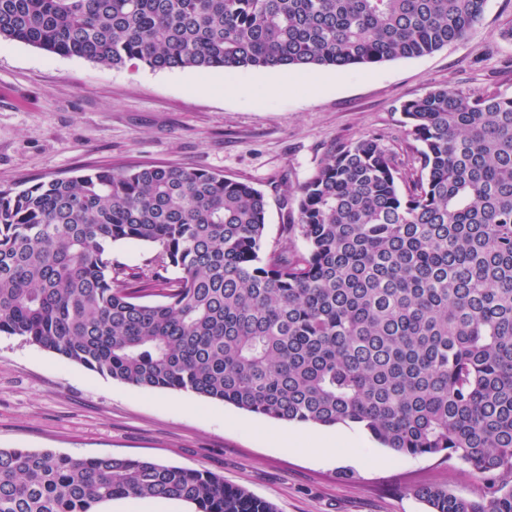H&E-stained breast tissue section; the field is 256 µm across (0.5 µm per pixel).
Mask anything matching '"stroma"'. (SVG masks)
I'll return each instance as SVG.
<instances>
[{
	"label": "stroma",
	"instance_id": "obj_1",
	"mask_svg": "<svg viewBox=\"0 0 512 512\" xmlns=\"http://www.w3.org/2000/svg\"><path fill=\"white\" fill-rule=\"evenodd\" d=\"M512 0H487L467 35L419 58L344 71L116 70L0 41V189L105 167L168 165L245 181L267 200L266 244L287 240L288 202L332 146L383 138L402 159L400 106L436 89L512 97ZM278 421L190 392L115 381L17 336H0V449L111 455L204 469L278 512H429L417 487L476 495L457 459L398 456L342 428L353 457L321 460L279 447ZM378 456L382 465L366 464Z\"/></svg>",
	"mask_w": 512,
	"mask_h": 512
}]
</instances>
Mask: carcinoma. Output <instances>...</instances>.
I'll return each mask as SVG.
<instances>
[{"instance_id":"carcinoma-1","label":"carcinoma","mask_w":512,"mask_h":512,"mask_svg":"<svg viewBox=\"0 0 512 512\" xmlns=\"http://www.w3.org/2000/svg\"><path fill=\"white\" fill-rule=\"evenodd\" d=\"M485 3L0 0V41L115 69L343 70L460 40ZM401 112L411 160L361 137L298 186L284 232L302 251L267 250L263 193L202 169L0 190V335L143 389L454 457L483 492L420 486L431 512H512V97L433 90ZM117 242L154 247L152 268L112 264ZM114 499L278 512L208 470L0 449V512Z\"/></svg>"}]
</instances>
